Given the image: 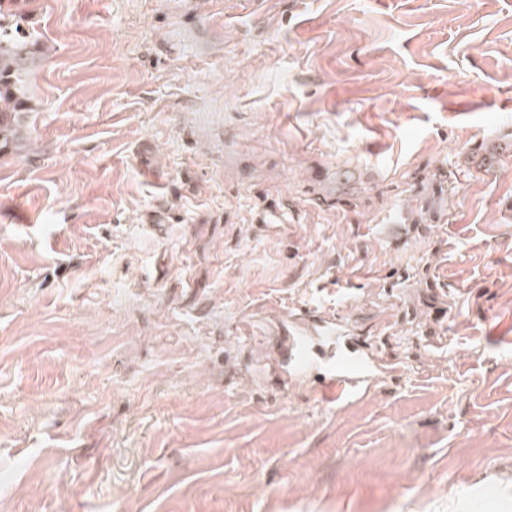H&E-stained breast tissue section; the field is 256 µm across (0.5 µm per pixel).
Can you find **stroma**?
I'll list each match as a JSON object with an SVG mask.
<instances>
[{
	"instance_id": "1",
	"label": "stroma",
	"mask_w": 512,
	"mask_h": 512,
	"mask_svg": "<svg viewBox=\"0 0 512 512\" xmlns=\"http://www.w3.org/2000/svg\"><path fill=\"white\" fill-rule=\"evenodd\" d=\"M12 7L0 512H512V0ZM37 34L31 15L5 13L0 1V151L19 141L23 116L31 110L28 84L41 63ZM290 339L282 379L313 375L314 389L322 399L345 390L355 392L378 372L371 349L355 336H336V327L315 311H305Z\"/></svg>"
}]
</instances>
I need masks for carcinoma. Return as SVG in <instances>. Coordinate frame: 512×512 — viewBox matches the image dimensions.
I'll list each match as a JSON object with an SVG mask.
<instances>
[{"label": "carcinoma", "instance_id": "obj_1", "mask_svg": "<svg viewBox=\"0 0 512 512\" xmlns=\"http://www.w3.org/2000/svg\"><path fill=\"white\" fill-rule=\"evenodd\" d=\"M41 63L36 20L23 12H4L0 0V151L20 139L30 111L28 84Z\"/></svg>", "mask_w": 512, "mask_h": 512}]
</instances>
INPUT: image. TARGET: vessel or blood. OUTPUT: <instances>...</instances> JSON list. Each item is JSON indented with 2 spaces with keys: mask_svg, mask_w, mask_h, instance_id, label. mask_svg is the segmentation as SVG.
I'll return each mask as SVG.
<instances>
[{
  "mask_svg": "<svg viewBox=\"0 0 512 512\" xmlns=\"http://www.w3.org/2000/svg\"><path fill=\"white\" fill-rule=\"evenodd\" d=\"M290 339L284 376H312L316 393L330 399L362 388L380 367L370 348L354 336H340L333 323L305 311Z\"/></svg>",
  "mask_w": 512,
  "mask_h": 512,
  "instance_id": "obj_1",
  "label": "vessel or blood"
}]
</instances>
